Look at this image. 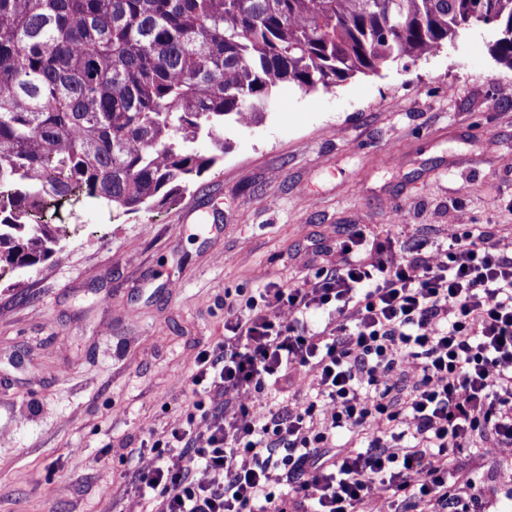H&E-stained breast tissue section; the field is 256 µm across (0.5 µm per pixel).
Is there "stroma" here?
I'll return each mask as SVG.
<instances>
[{"label": "stroma", "mask_w": 512, "mask_h": 512, "mask_svg": "<svg viewBox=\"0 0 512 512\" xmlns=\"http://www.w3.org/2000/svg\"><path fill=\"white\" fill-rule=\"evenodd\" d=\"M481 27L336 88L275 89L175 204L93 206L0 284V512H137L131 476L193 397L225 294L300 282L354 226L512 237V69Z\"/></svg>", "instance_id": "35a3bbf8"}]
</instances>
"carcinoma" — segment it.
Instances as JSON below:
<instances>
[{
    "label": "carcinoma",
    "mask_w": 512,
    "mask_h": 512,
    "mask_svg": "<svg viewBox=\"0 0 512 512\" xmlns=\"http://www.w3.org/2000/svg\"><path fill=\"white\" fill-rule=\"evenodd\" d=\"M488 20L512 68V0H0V278L79 203L175 200L280 84L328 91Z\"/></svg>",
    "instance_id": "cac0c4a2"
}]
</instances>
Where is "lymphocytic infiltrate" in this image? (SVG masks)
I'll use <instances>...</instances> for the list:
<instances>
[{
  "mask_svg": "<svg viewBox=\"0 0 512 512\" xmlns=\"http://www.w3.org/2000/svg\"><path fill=\"white\" fill-rule=\"evenodd\" d=\"M141 512H491L512 492V238L358 231L301 283L225 297ZM351 445H336L337 433Z\"/></svg>",
  "mask_w": 512,
  "mask_h": 512,
  "instance_id": "1",
  "label": "lymphocytic infiltrate"
}]
</instances>
